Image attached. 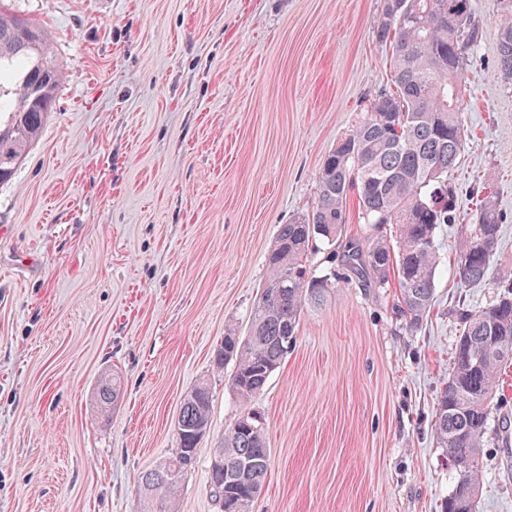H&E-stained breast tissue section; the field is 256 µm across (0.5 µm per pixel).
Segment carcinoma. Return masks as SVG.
Masks as SVG:
<instances>
[{
	"label": "carcinoma",
	"instance_id": "cac0c4a2",
	"mask_svg": "<svg viewBox=\"0 0 512 512\" xmlns=\"http://www.w3.org/2000/svg\"><path fill=\"white\" fill-rule=\"evenodd\" d=\"M500 10L498 75L512 82V0ZM480 28L472 0H383L374 30L391 50V86L375 92L362 119L324 159L316 202L306 214L279 226L266 257L268 276L253 302L246 336L229 329L213 366L234 363L230 389L243 410L210 449L212 496L218 512L235 501L250 504L267 478L270 449L262 419L252 417L253 399L264 391L296 342L303 309L323 304L336 283L358 280L384 288L397 278L403 313L419 323L435 295L440 265L437 232L458 220L452 172L464 150L460 112L467 60ZM48 35L39 26L0 9V172L11 180L54 111L60 68L47 55ZM356 198L363 223L397 226L395 242H340L347 203ZM502 224L493 195L477 201L473 223L455 249L452 264L462 287L488 279ZM327 245L321 273L311 270L313 242ZM448 385L437 398L434 433L455 470L446 512H473L481 493L485 435L496 427L491 402L498 372L512 364V282L483 306H462ZM122 379L101 378L97 402L117 405ZM210 385L195 384L184 396L178 444L171 456L143 472L138 490L142 512H176L184 477L198 458L197 431L207 427Z\"/></svg>",
	"mask_w": 512,
	"mask_h": 512
}]
</instances>
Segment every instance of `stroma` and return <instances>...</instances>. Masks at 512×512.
<instances>
[{
  "label": "stroma",
  "mask_w": 512,
  "mask_h": 512,
  "mask_svg": "<svg viewBox=\"0 0 512 512\" xmlns=\"http://www.w3.org/2000/svg\"><path fill=\"white\" fill-rule=\"evenodd\" d=\"M48 31L56 108L0 184V512H140L141 472L171 456L184 395L210 418L178 512H216L210 450L240 414L213 367L246 333L280 225L311 209L316 176L389 79L382 0H0ZM462 84V216L485 186L503 214L488 280L449 269L418 327L397 285L338 283L305 309L295 347L252 402L271 462L252 512H444L452 467L433 431L460 326L512 281V86L499 18ZM123 396L96 404L102 374ZM476 512H512V445L488 435Z\"/></svg>",
  "instance_id": "1"
}]
</instances>
